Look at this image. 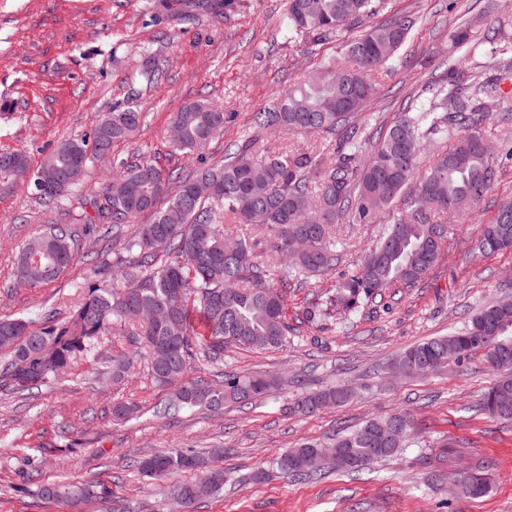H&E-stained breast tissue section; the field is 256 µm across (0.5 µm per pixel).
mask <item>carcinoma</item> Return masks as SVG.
Here are the masks:
<instances>
[{
    "instance_id": "obj_1",
    "label": "carcinoma",
    "mask_w": 512,
    "mask_h": 512,
    "mask_svg": "<svg viewBox=\"0 0 512 512\" xmlns=\"http://www.w3.org/2000/svg\"><path fill=\"white\" fill-rule=\"evenodd\" d=\"M390 0H286L283 20L292 42L343 39V50L324 59L303 82L279 92L271 108L255 115L260 129L282 134L333 132L347 127L375 94L378 78L394 61L416 25L409 14L374 21ZM231 0H146L149 13L171 23H188L199 10L220 13ZM358 33L348 37L346 33ZM460 56L448 61L441 79L425 88L426 101L406 111L385 131L372 135L353 126L328 162L316 146L276 147L257 139L229 146L224 164H208L204 149L224 134V112L205 101L184 106L172 118V149L199 166L190 177L148 162L120 166L97 183L94 215L74 231L50 224L31 236L16 258V283L38 288L81 262L77 237L99 245L100 264L92 270L87 293L68 316L48 315L35 325L0 316V385L16 393L50 386L79 358L98 354L103 341L126 336L145 355L151 376L172 387L165 412L201 408L219 413L226 406L248 405L279 385L275 376L228 372L216 383L186 381L193 363L224 359V347L260 349L288 345L293 328L286 312L288 284L336 266V229L343 223L388 224L362 257L356 270L336 282L335 291L309 303L302 315L316 323L336 314L347 318L364 305L384 299L391 288L412 287L434 266L448 234L445 219L465 212L494 185L503 167L499 146L489 142L481 125L485 106L493 102L512 112V61L477 66L462 82L458 65L476 53L472 26L462 20L448 29ZM142 122L136 106L107 112L91 132L68 137L37 166L25 149L0 151V176L32 188L44 203L55 205L83 183L89 165L112 146L135 136ZM454 143L417 174L422 147L453 131ZM406 208L394 211L396 200ZM154 213L134 235L116 246H101L102 229L130 224ZM512 240V200L500 203L493 221L477 241L483 253L505 250L496 238ZM481 355L503 373L481 396L485 413L512 419V300L494 302L477 312L464 330L429 338L399 355L393 368L407 372L424 363L433 372ZM112 379L125 378L136 356L106 359ZM347 386H330L297 399L291 411L314 416L348 402ZM410 420L396 411L353 430L338 433L329 444L345 451L328 462L316 454L322 444L304 441L279 452L272 470L301 480H317L329 470L356 473L392 458L409 444ZM458 451L446 443L429 459L436 481L455 463ZM136 469L166 477L201 471L200 479L178 484L173 498L188 507L224 488V469L202 467L189 449L169 448L135 460ZM487 466L474 465L467 481L473 497L488 489ZM22 491L40 500L77 506L107 503L112 491L90 480L55 483L39 473L23 477Z\"/></svg>"
}]
</instances>
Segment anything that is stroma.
<instances>
[{
	"label": "stroma",
	"instance_id": "1",
	"mask_svg": "<svg viewBox=\"0 0 512 512\" xmlns=\"http://www.w3.org/2000/svg\"><path fill=\"white\" fill-rule=\"evenodd\" d=\"M390 8L413 14L417 25L398 64L356 117L372 131L393 122L441 75L454 23L512 9V0H392ZM285 9L286 0H235L224 18L203 14L174 27L154 22L143 0H0V104L11 106L0 116V150L25 148L36 165L58 141L91 131L113 107L133 103L143 114L135 137L96 161L83 187L61 205L41 204L26 186L0 182V315L37 322L49 314L65 318L85 293L83 268L41 288L18 287L19 247L44 225L72 224L89 214L94 183L122 164L150 160L193 174L195 160L174 153L168 142L173 113L190 102L206 100L224 111V134L205 150L212 162L223 160L229 142L246 137L276 146L337 148L334 133L282 135L254 126V114L270 106L278 91L342 46L336 39L315 46L288 41ZM149 53L163 71L147 87L132 75ZM505 198H512V164L501 169L487 196L449 224L437 262L415 287L386 295L379 307L348 320L306 323L307 304L353 272L384 231L380 224L343 225L336 236L338 264L288 290L294 329L288 346H229L222 362L198 364L190 374L207 382L227 371L281 377L279 388L256 405L164 417L157 407L167 392L146 367L116 382L92 357L77 360L50 388L30 395L0 388V512H81L14 492L22 474L33 469L45 481L107 484L115 512H512V421L476 410L497 372L478 356L422 377H400L390 368L404 349L461 330L482 307L512 298V250L483 254L476 248L482 226ZM337 384L353 389L347 404L309 418L288 413L294 399ZM121 401L138 406L136 419L114 420L112 406ZM396 410L406 412L415 429L401 456L357 475L334 473L315 482L279 475L260 483L249 479L301 440L325 442L340 427ZM67 430L80 432L86 449L67 451ZM447 438L458 440L460 455L447 477L428 481L425 463ZM171 446L203 455L223 449V492L185 509L171 490L186 474L155 480L128 465ZM478 460L489 465V491L474 498L458 483Z\"/></svg>",
	"mask_w": 512,
	"mask_h": 512
}]
</instances>
